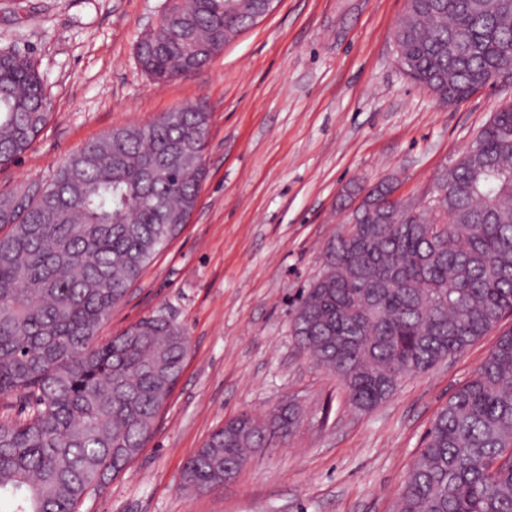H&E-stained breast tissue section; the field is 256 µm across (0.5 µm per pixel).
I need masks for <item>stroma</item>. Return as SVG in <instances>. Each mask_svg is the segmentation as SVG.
I'll return each mask as SVG.
<instances>
[{
    "instance_id": "35a3bbf8",
    "label": "stroma",
    "mask_w": 512,
    "mask_h": 512,
    "mask_svg": "<svg viewBox=\"0 0 512 512\" xmlns=\"http://www.w3.org/2000/svg\"><path fill=\"white\" fill-rule=\"evenodd\" d=\"M164 4L0 0V47L32 55L52 104L32 147L0 168V194L49 179L113 128L198 102L210 114L195 210L100 331L166 314L189 336L180 378L146 448L79 512H391L435 415L512 316L366 412L299 347L292 317L359 201L348 188L388 179L396 197H423L512 103V85L443 105L413 83L394 53L407 0H279L202 69L157 83L134 47ZM287 400L299 410L288 438L256 449L223 486L183 489L214 428Z\"/></svg>"
}]
</instances>
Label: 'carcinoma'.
Returning <instances> with one entry per match:
<instances>
[{"label":"carcinoma","mask_w":512,"mask_h":512,"mask_svg":"<svg viewBox=\"0 0 512 512\" xmlns=\"http://www.w3.org/2000/svg\"><path fill=\"white\" fill-rule=\"evenodd\" d=\"M260 0H166L135 53L167 82L205 66L254 24ZM395 40L407 77L449 103L512 73V0H407ZM32 57L0 48V167L48 124ZM209 114L190 104L113 129L47 181L0 198V504L78 512L146 447L188 353L184 329L149 315L99 336L112 309L187 223L206 177ZM411 217L382 182L324 250L292 322L298 344L370 411L406 379L461 353L512 314V104L493 114ZM297 412L248 413L188 460V490L223 485ZM392 512H512V330L441 407Z\"/></svg>","instance_id":"carcinoma-1"}]
</instances>
